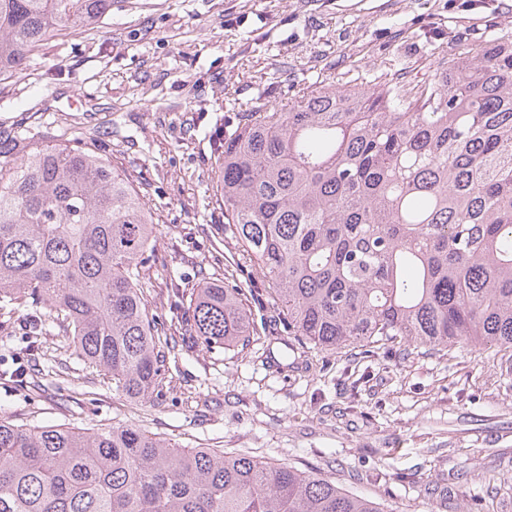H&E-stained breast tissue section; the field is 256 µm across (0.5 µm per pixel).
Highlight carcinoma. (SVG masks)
I'll list each match as a JSON object with an SVG mask.
<instances>
[{"mask_svg": "<svg viewBox=\"0 0 512 512\" xmlns=\"http://www.w3.org/2000/svg\"><path fill=\"white\" fill-rule=\"evenodd\" d=\"M112 0H0V77ZM0 142V310L42 306L74 355L129 399L159 394L158 329L139 283L155 227L88 145L22 158ZM224 231L275 285L276 318L319 351L385 344L512 352V37L462 44L417 81L315 83L224 130ZM259 292L234 275L190 299L206 347L247 344ZM464 512H484L465 486ZM0 512H383L329 478L245 454L178 450L140 428L0 415Z\"/></svg>", "mask_w": 512, "mask_h": 512, "instance_id": "1", "label": "carcinoma"}]
</instances>
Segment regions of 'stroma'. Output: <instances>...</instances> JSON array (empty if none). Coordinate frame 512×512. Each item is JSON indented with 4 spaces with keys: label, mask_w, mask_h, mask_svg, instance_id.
Listing matches in <instances>:
<instances>
[{
    "label": "stroma",
    "mask_w": 512,
    "mask_h": 512,
    "mask_svg": "<svg viewBox=\"0 0 512 512\" xmlns=\"http://www.w3.org/2000/svg\"><path fill=\"white\" fill-rule=\"evenodd\" d=\"M512 36V0H112L92 30L49 38L0 78V140L76 131L122 171L157 229L141 292L176 342L154 400H131L73 354L69 329L30 337L29 307L0 318V368L42 370V389L0 379L18 424L131 425L177 448L241 452L330 477L384 512H458L462 486L498 476L490 512H512V355L303 348L283 327L247 348L188 345L190 294L242 270L217 184L230 105L282 108L304 86L425 73L459 45Z\"/></svg>",
    "instance_id": "35a3bbf8"
}]
</instances>
